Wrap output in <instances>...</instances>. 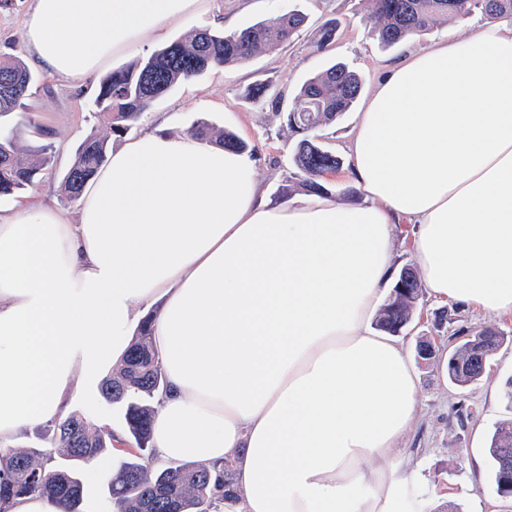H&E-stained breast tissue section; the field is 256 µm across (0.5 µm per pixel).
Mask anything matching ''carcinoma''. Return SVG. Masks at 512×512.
<instances>
[{"label":"carcinoma","instance_id":"obj_1","mask_svg":"<svg viewBox=\"0 0 512 512\" xmlns=\"http://www.w3.org/2000/svg\"><path fill=\"white\" fill-rule=\"evenodd\" d=\"M480 11L484 19L512 18V0H365L362 21L386 47L433 28L441 17H466ZM306 16L290 10L239 31L199 29L190 39L170 45L109 73L95 97V117L103 132L89 134L79 145L72 166L61 184L62 198L80 200L90 178L108 161L110 137H120L157 98L212 68L242 64L255 55L273 51L291 41L304 26ZM337 24L324 22L316 33V46L325 49L335 41ZM35 75L18 57L0 58V118L28 108L29 90ZM361 92L358 74L342 63L307 79L294 95L287 111L290 132L299 137L293 164L300 186L311 194L330 192L324 176L340 169L341 160L310 137L312 130L334 123L349 111ZM191 133L199 140L239 151L246 144L230 131L198 122ZM45 139L37 149L22 156L14 129L0 130V198L34 183L50 164L51 133L37 128ZM422 294L421 283L402 291L396 287L381 308L377 327L399 333L410 321ZM504 342L493 329H482L454 347L463 371L448 373V381L467 387L478 383L484 372L471 366L474 350L481 348L492 358ZM166 377L154 347L151 320L140 325L115 374L100 382V395L110 403L125 404V423L136 443L124 452L131 459L109 478L107 492L116 512H225L239 500L232 463L224 467L201 464H171L154 468V453L148 452L155 402L163 392ZM40 444L26 449L0 450V512L14 498L41 494L65 502L67 512H82L83 468L112 450V430L72 414L49 426ZM512 449V418L497 424L487 448L496 494L512 491V479L503 472L504 449Z\"/></svg>","mask_w":512,"mask_h":512}]
</instances>
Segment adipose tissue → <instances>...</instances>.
<instances>
[{"label":"adipose tissue","mask_w":512,"mask_h":512,"mask_svg":"<svg viewBox=\"0 0 512 512\" xmlns=\"http://www.w3.org/2000/svg\"><path fill=\"white\" fill-rule=\"evenodd\" d=\"M203 4L34 0L23 37L77 83ZM348 151L362 204L272 202L250 156L150 130L113 151L78 218L0 210V447L68 417L157 301L158 463L232 461L236 512H412L396 445L419 382L372 317L403 219L430 297L512 313V24L389 65Z\"/></svg>","instance_id":"1"}]
</instances>
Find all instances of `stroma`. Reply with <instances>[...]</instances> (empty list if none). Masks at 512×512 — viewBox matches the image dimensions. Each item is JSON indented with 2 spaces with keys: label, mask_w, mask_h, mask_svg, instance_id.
I'll list each match as a JSON object with an SVG mask.
<instances>
[{
  "label": "stroma",
  "mask_w": 512,
  "mask_h": 512,
  "mask_svg": "<svg viewBox=\"0 0 512 512\" xmlns=\"http://www.w3.org/2000/svg\"><path fill=\"white\" fill-rule=\"evenodd\" d=\"M32 0H10L0 8V54L28 58L22 30ZM363 0H206L201 13L160 37H146L111 66L119 68L186 37L193 29L207 28L216 16L231 19L232 30L275 17L291 9L303 11L305 27L294 40L274 51L262 52L246 63L211 69L179 84L155 100L130 129L138 136L148 129L180 135L190 132L201 120L234 132L248 145L247 153L256 163V176L270 199L293 201L305 192L292 163L296 140L283 114L275 112L268 100H245L246 89L259 82L269 85L271 96L294 97L302 83L329 65L342 62L361 79V95L369 97L382 68L419 51L442 38L461 40L482 22L481 13L439 21L430 31L412 36L392 47H383L360 22ZM339 22L334 43L325 50L315 43L316 29L327 19ZM30 89L28 113L0 118V126L24 127L21 146L30 148L42 139L29 130V123L50 128L55 157L42 171L38 183L26 189V196H40L51 205L62 204L60 184L71 166L78 144L97 127L93 100L101 75L71 86L36 70ZM65 205V204H62ZM77 213L78 204L65 205ZM485 327L502 331L506 340L492 358L482 380L468 388L444 386L434 364H416L420 386V412L408 437L401 443L421 479L413 487L420 512H443L446 506L463 512H512V500L499 497L489 481L486 455L488 440L496 424L511 415L504 393L512 385V315H498L455 304H442L421 296L398 340L415 350L420 338L431 337L436 345H456L460 331Z\"/></svg>",
  "instance_id": "1"
}]
</instances>
